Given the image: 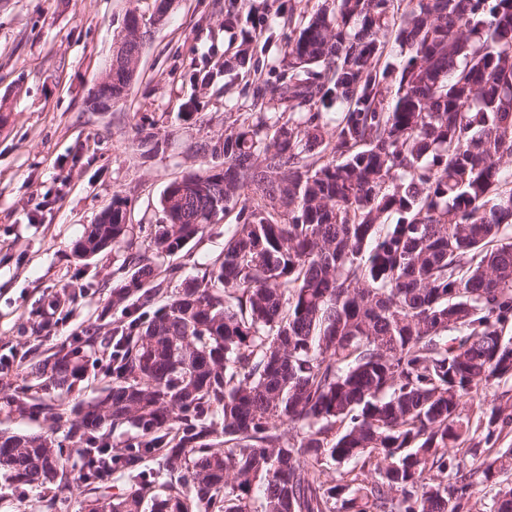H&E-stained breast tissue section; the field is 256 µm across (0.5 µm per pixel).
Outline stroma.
Segmentation results:
<instances>
[{"instance_id": "stroma-1", "label": "stroma", "mask_w": 512, "mask_h": 512, "mask_svg": "<svg viewBox=\"0 0 512 512\" xmlns=\"http://www.w3.org/2000/svg\"><path fill=\"white\" fill-rule=\"evenodd\" d=\"M0 0V397L20 392L25 355L51 354L88 328L110 330L122 315L112 291L133 273L137 256L175 268L162 285L180 288L201 264L222 254L235 214L166 256L149 245L162 223L160 197L175 178L221 163L200 145H221L225 129L253 121L256 78L282 65L297 22L318 0ZM147 32L127 97L93 112L88 94L109 65L129 12ZM265 19L250 44V69L227 67L241 40L228 13ZM158 147L143 153L140 138ZM121 199L135 231L130 247L77 258L86 227ZM111 379L90 360L84 380L54 397L67 409L101 398ZM46 488L0 476V512H41Z\"/></svg>"}]
</instances>
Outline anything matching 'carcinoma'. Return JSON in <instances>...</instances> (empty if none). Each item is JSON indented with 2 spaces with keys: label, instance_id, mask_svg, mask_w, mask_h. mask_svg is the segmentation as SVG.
Returning a JSON list of instances; mask_svg holds the SVG:
<instances>
[{
  "label": "carcinoma",
  "instance_id": "cac0c4a2",
  "mask_svg": "<svg viewBox=\"0 0 512 512\" xmlns=\"http://www.w3.org/2000/svg\"><path fill=\"white\" fill-rule=\"evenodd\" d=\"M395 27L399 57L382 32ZM288 76L253 92L259 116L224 131V162L161 195L150 246L174 255L240 205L222 257L157 304L141 265L112 289L107 337L30 360L23 379L67 391L107 345L106 395L68 413L0 398L43 434L0 431V472L48 485L43 507L87 512H463L479 485L512 512V448L468 471L465 437L490 441L512 407L476 420L464 399L512 379V0H324L285 49ZM277 101L288 113L269 112ZM336 106L331 117L312 107ZM122 203L74 244L80 259L130 244ZM138 435L111 448L102 430ZM296 430L288 434L285 427ZM66 428L83 464L55 447ZM174 480L164 495L149 458ZM360 461L371 479L328 482ZM137 478L106 493V470ZM361 468V462L359 463H347V464H341L337 465L335 462L328 460L323 461L322 465L319 467V469L322 472V479L327 480L329 482L331 481H338L341 478L344 477V480L350 479L354 477L355 475H358L360 479L368 477L370 479V474L367 473V467L365 468V472L360 470Z\"/></svg>",
  "mask_w": 512,
  "mask_h": 512
}]
</instances>
